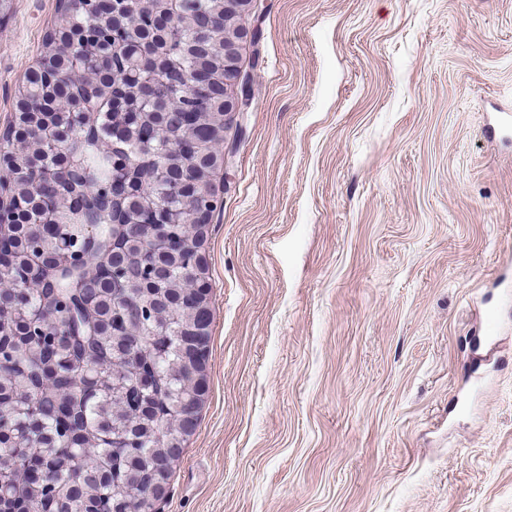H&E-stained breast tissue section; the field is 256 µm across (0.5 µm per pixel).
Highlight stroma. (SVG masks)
Here are the masks:
<instances>
[{"instance_id":"1","label":"stroma","mask_w":512,"mask_h":512,"mask_svg":"<svg viewBox=\"0 0 512 512\" xmlns=\"http://www.w3.org/2000/svg\"><path fill=\"white\" fill-rule=\"evenodd\" d=\"M162 512H512V0H262ZM61 16L0 12V133Z\"/></svg>"}]
</instances>
